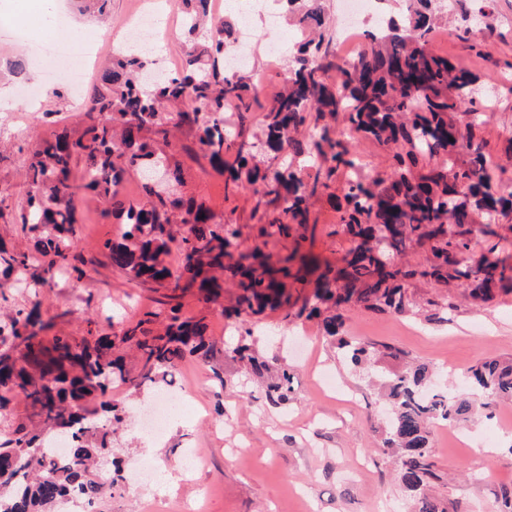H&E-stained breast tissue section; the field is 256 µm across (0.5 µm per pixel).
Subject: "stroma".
<instances>
[{"label":"stroma","mask_w":512,"mask_h":512,"mask_svg":"<svg viewBox=\"0 0 512 512\" xmlns=\"http://www.w3.org/2000/svg\"><path fill=\"white\" fill-rule=\"evenodd\" d=\"M133 0H109L108 25L100 27L89 12L69 14L64 27L51 28L53 0H0V62L25 57L32 43L48 34L70 33L72 41L91 46L88 62L98 73L111 56L108 35L119 31ZM489 18L493 35L474 40L460 22L433 34L434 49L457 67L473 73L477 104L492 102L488 121L475 129L486 158L500 168L495 185L512 191V0H492ZM259 47L252 71L260 101L272 99L288 77L293 37L287 20L269 27L258 23ZM280 43L284 51L269 60L266 46ZM58 115L60 126L78 128L82 106L68 88L45 91L36 103L18 97L13 77L0 74V191L13 207L26 202L22 166L27 154L51 129L45 112ZM183 171L180 195L205 202L218 220L240 228L236 248H260L272 260L293 248L336 265L353 242L340 224L344 204L340 182L313 199L307 228H293L289 237L261 235L264 204L245 188H229L210 165L192 132L181 129L165 148ZM85 221L77 225L73 249L91 258L87 276L76 281L63 276L40 291L15 286L0 288V311L9 312L39 302L43 316H56L57 332L82 336L87 331L114 335L154 310L161 292L130 281L103 254V242L117 241L123 230L120 209L102 216V205L91 193L79 201ZM409 294L426 307L420 317L373 311L361 306L342 310L343 329L365 342L386 345L394 355L374 366L354 368L336 353L317 321L289 315L286 309L262 316L225 318L223 305L234 291L225 288L222 304H207L190 293L182 300L187 318H205L215 345L209 362L184 361L181 368L190 390L185 408L175 414L162 441L142 436L131 423L112 435V455L122 465L142 460L161 473L159 484L138 488L118 482L98 502L95 512H183L200 502L201 512H411L395 460L381 451L386 405L380 396L381 373L413 361L433 368L437 385L461 389L465 372L487 356L512 358V292L493 300H468L466 289L447 294L423 280L412 281ZM249 329L267 344L290 339L285 355L292 375L288 402L272 404L264 389L238 371L224 346L234 329ZM512 403L478 413L462 423L433 428L431 460L437 474L430 486L446 512H502L503 490L512 487V426L502 418ZM493 453L478 455L484 445ZM200 449L203 463L186 473L183 451Z\"/></svg>","instance_id":"1"}]
</instances>
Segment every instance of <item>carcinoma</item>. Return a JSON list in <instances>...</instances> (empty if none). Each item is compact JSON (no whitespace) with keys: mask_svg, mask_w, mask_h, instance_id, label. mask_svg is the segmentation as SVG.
Listing matches in <instances>:
<instances>
[{"mask_svg":"<svg viewBox=\"0 0 512 512\" xmlns=\"http://www.w3.org/2000/svg\"><path fill=\"white\" fill-rule=\"evenodd\" d=\"M207 2L182 0L181 69L161 71L152 85L143 86L139 75L155 62L142 55H113L87 91L80 129L54 131L28 154L26 205L16 210L0 196L1 219L31 232L40 225L54 230L35 238L31 252L0 244V273L37 289L57 274L76 280L86 275V260L72 247L75 225L84 221L80 197L88 191L109 207L120 206L125 174L138 173L144 200L124 208L122 240L106 241L103 251L130 280L166 291L157 310L114 336L91 331L50 336L53 318H43L37 303L0 324V406L21 399L44 410L40 430L20 423L0 445V512H50L69 498L94 512L109 491L97 478L99 463L112 454L107 438L125 420L123 408L107 399L108 388L122 383L137 390L166 377L188 357H214L204 319L182 316L179 299L193 288L204 302L216 303L229 279L238 289L234 313L260 316L288 304L286 288L306 287L308 275L315 273L314 300L298 315L321 320L325 335L356 366L393 353L340 335L341 315L335 310L341 307L411 312L416 304L407 286L416 279L466 288L480 302L492 300L499 288L512 290V266L495 255L493 245L477 252L471 238L477 224L483 237L498 236L495 216L512 211V192L492 191L493 175L472 124L458 120L460 114L479 112L468 98L475 79L431 44L440 19L457 12L471 17L466 0H451L445 10L432 0H402L399 13L382 14L377 31L365 33L367 46L353 65L335 61L323 0H277L306 35L297 41L287 85L251 134L245 123L257 101L255 86L250 76L224 70L236 25L217 21L207 40L197 39L208 17ZM174 109L176 126L195 132L200 149L227 174L226 181L252 190L279 211L261 228L269 238L289 235L286 217L307 224L310 200L345 171L340 223L355 246L343 265L322 268L297 247L279 268L258 249L225 262L226 249L240 234L236 225L217 222L205 204L152 183L158 168L167 184L182 183L180 164L157 148L169 142L171 127L162 115ZM339 112L346 116L341 129L326 122ZM355 134L395 150L398 167L385 178L364 177L348 148ZM259 145L288 154L291 162L284 168L262 164L255 153ZM307 161L312 172L304 175L294 163ZM173 244L183 256L175 269L166 262ZM412 244L427 251L425 264L411 266L402 259ZM250 336L245 331L224 352L265 380L274 401L288 400V368L260 355ZM126 345L136 353L134 373L121 354ZM430 375L425 364L406 365L382 382L393 410L383 450L397 458L414 512H446L425 490L437 478L430 461L432 424L461 421L479 408L512 400V360L479 361L466 376L468 392L426 395ZM58 428L68 432L69 448L56 461L48 431Z\"/></svg>","mask_w":512,"mask_h":512,"instance_id":"cac0c4a2","label":"carcinoma"}]
</instances>
